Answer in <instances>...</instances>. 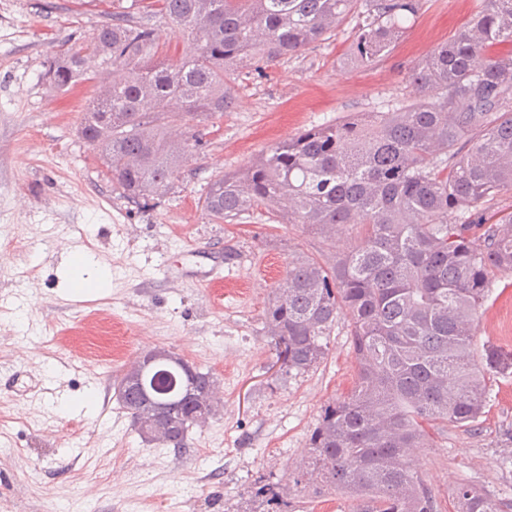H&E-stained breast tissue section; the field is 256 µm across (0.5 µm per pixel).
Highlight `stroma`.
<instances>
[{
  "label": "stroma",
  "instance_id": "obj_1",
  "mask_svg": "<svg viewBox=\"0 0 512 512\" xmlns=\"http://www.w3.org/2000/svg\"><path fill=\"white\" fill-rule=\"evenodd\" d=\"M475 6L418 0L392 50L368 66L348 56L346 20L265 63L264 76H232L233 108L173 127L202 133V144L168 190L135 203L79 134L96 85L63 94L42 78L61 42L104 21L112 0H0V512H270L256 493L266 483L288 512H356L348 493L297 478L324 407L355 379L348 317L338 315L320 363L287 378L263 319L289 254L326 260L351 239L283 223L275 209L217 222L200 199L211 178L305 128L411 102L410 68ZM80 252L110 288L65 287L63 266ZM210 269L219 281L198 285L195 273ZM475 323L476 347L512 351V274ZM155 348L217 379L219 412L181 452L143 442L115 399L116 377ZM409 458L437 512H457L450 491L461 483L512 512V371L494 377L474 426L432 430Z\"/></svg>",
  "mask_w": 512,
  "mask_h": 512
}]
</instances>
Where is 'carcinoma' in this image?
Returning <instances> with one entry per match:
<instances>
[{
    "mask_svg": "<svg viewBox=\"0 0 512 512\" xmlns=\"http://www.w3.org/2000/svg\"><path fill=\"white\" fill-rule=\"evenodd\" d=\"M188 42L163 57L155 28L116 10L89 36L66 41L44 79L60 92L109 78L89 101L81 138L127 198L167 187L202 137L169 127L205 123L230 110L225 77L296 53L333 35L354 15L351 60L385 56L417 0H150ZM512 0H479L447 43L410 68L418 99L313 126L270 147L244 169L208 182L203 209L217 221L288 203L286 220L351 231L331 260H288L264 315L280 372L302 373L324 358L339 312L349 317L356 377L349 395L324 407L309 438L313 470L362 502L359 512H437L406 461L429 431L471 427L484 414L488 380L512 370V352L475 349L477 309L512 273ZM458 213L448 223V210ZM216 380L165 350L115 381L120 409L146 442L187 448L189 432L215 413ZM459 512H500L462 484Z\"/></svg>",
    "mask_w": 512,
    "mask_h": 512,
    "instance_id": "1",
    "label": "carcinoma"
}]
</instances>
